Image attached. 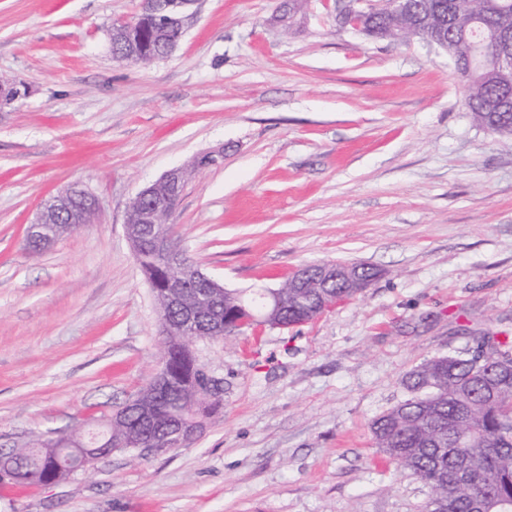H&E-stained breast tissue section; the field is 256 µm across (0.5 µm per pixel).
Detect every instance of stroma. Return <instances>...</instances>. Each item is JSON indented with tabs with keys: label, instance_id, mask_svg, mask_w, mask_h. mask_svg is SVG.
<instances>
[{
	"label": "stroma",
	"instance_id": "stroma-1",
	"mask_svg": "<svg viewBox=\"0 0 512 512\" xmlns=\"http://www.w3.org/2000/svg\"><path fill=\"white\" fill-rule=\"evenodd\" d=\"M141 0H0V446L89 428L157 370L163 338L125 236L131 200L223 147L171 216L231 290L328 261L375 266L355 298L287 329L198 341L222 402L189 447L118 449L84 474L0 494V512H420L375 447L406 374L512 337V139L475 124L448 54L367 40L309 0H197L182 43L114 61ZM80 183L101 213L35 253L42 203ZM121 26H113L111 33L112 57L118 62H133L139 64L153 63L146 55H140L130 45L120 40Z\"/></svg>",
	"mask_w": 512,
	"mask_h": 512
}]
</instances>
